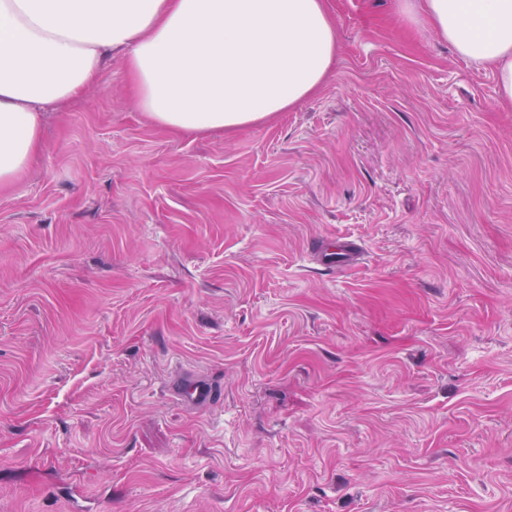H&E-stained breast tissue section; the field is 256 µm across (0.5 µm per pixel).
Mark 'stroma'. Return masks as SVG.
I'll return each mask as SVG.
<instances>
[{"instance_id":"obj_1","label":"stroma","mask_w":512,"mask_h":512,"mask_svg":"<svg viewBox=\"0 0 512 512\" xmlns=\"http://www.w3.org/2000/svg\"><path fill=\"white\" fill-rule=\"evenodd\" d=\"M329 2L272 121L154 125L119 53L43 114L0 189V512H512V103L396 0ZM324 254V258L328 261L336 262L347 261L356 257L360 252V246L357 242L349 238H339L336 241V248H330ZM171 395L184 406L201 410L213 406L222 397L220 387L209 377L187 374L169 385Z\"/></svg>"}]
</instances>
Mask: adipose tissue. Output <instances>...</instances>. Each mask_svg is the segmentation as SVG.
<instances>
[{"label": "adipose tissue", "mask_w": 512, "mask_h": 512, "mask_svg": "<svg viewBox=\"0 0 512 512\" xmlns=\"http://www.w3.org/2000/svg\"><path fill=\"white\" fill-rule=\"evenodd\" d=\"M512 102V0H397ZM124 53L137 109L176 131L267 122L325 85L338 51L328 0H0V188L68 105Z\"/></svg>", "instance_id": "ef3b65f1"}]
</instances>
